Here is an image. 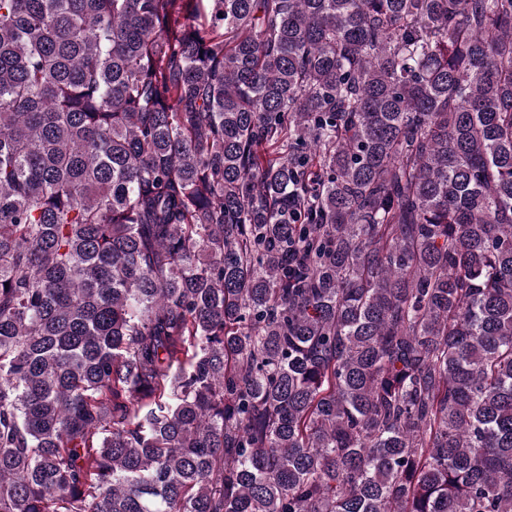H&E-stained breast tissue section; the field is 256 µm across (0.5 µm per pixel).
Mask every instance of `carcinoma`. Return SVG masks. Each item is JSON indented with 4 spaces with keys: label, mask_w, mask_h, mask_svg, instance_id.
Listing matches in <instances>:
<instances>
[{
    "label": "carcinoma",
    "mask_w": 512,
    "mask_h": 512,
    "mask_svg": "<svg viewBox=\"0 0 512 512\" xmlns=\"http://www.w3.org/2000/svg\"><path fill=\"white\" fill-rule=\"evenodd\" d=\"M0 512H512V0H0Z\"/></svg>",
    "instance_id": "carcinoma-1"
}]
</instances>
